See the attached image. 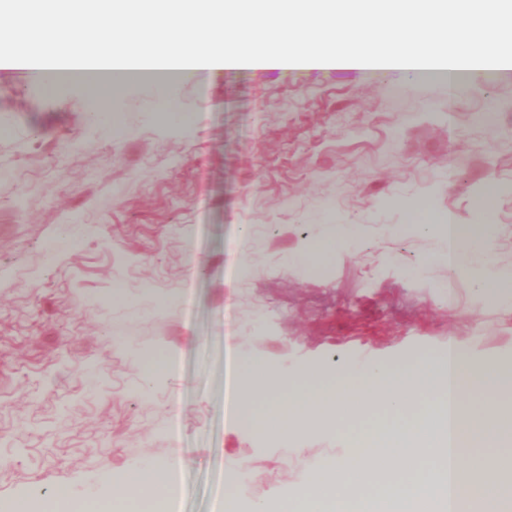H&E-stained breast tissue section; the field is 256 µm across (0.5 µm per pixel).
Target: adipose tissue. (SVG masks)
<instances>
[{
	"mask_svg": "<svg viewBox=\"0 0 512 512\" xmlns=\"http://www.w3.org/2000/svg\"><path fill=\"white\" fill-rule=\"evenodd\" d=\"M62 13L65 27L78 42L72 55L57 60L41 55L9 52L19 39L14 23L25 18L41 28L48 11ZM0 69L34 72L40 83L52 88L78 82L86 110L98 120L121 111L135 75L158 73V85L198 82L212 73L274 65L291 67H345L372 71L412 70L428 76L467 68L475 71L502 66L503 46L512 44V31L499 41L485 44L482 52L471 46L483 22L476 0H0ZM284 14L285 26L277 31L279 53L258 57L240 51L236 32L243 27L263 28L275 15ZM163 28L157 54L130 60L114 50L110 60L99 58L88 37V27L107 30L120 22L123 31ZM448 18L450 34L439 35L424 51L413 48V36H399L398 23L409 20L420 28L426 15ZM350 22L352 50L330 56L323 45L335 34L339 20ZM386 24L398 36L396 49L375 42L371 31ZM233 27L234 36L216 44L211 31ZM492 214L482 210L474 224H456L448 236V267L475 272L482 286L512 289L479 258L486 253ZM234 383L225 420L248 422L260 435L305 432L321 423L342 428L372 406L386 408L394 424L360 434L346 454L320 467L316 480L294 496L282 497L277 512H450L448 481L466 482L483 490L472 501L474 512H512V461L484 460L482 450L512 443V403L505 389L512 388V366L494 362L476 364L456 340L446 349L426 350L411 363L363 366L360 371L339 365L330 376L306 371L293 380L268 371L261 359L232 355ZM430 401L423 413L408 418L405 410ZM176 462L146 469L130 479L141 498L170 512Z\"/></svg>",
	"mask_w": 512,
	"mask_h": 512,
	"instance_id": "obj_1",
	"label": "adipose tissue"
}]
</instances>
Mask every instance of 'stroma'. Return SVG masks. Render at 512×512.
<instances>
[{"instance_id":"stroma-1","label":"stroma","mask_w":512,"mask_h":512,"mask_svg":"<svg viewBox=\"0 0 512 512\" xmlns=\"http://www.w3.org/2000/svg\"><path fill=\"white\" fill-rule=\"evenodd\" d=\"M122 123L91 120L79 85L0 70V508L82 512L109 478L175 459L178 512H216L232 478L237 512H275L393 421L377 407L286 438L227 426L231 345L288 374L408 363L452 338L512 363V300L449 276L447 235L408 212L471 224L495 184L485 260L512 280V66L453 91L336 67L142 82ZM161 350L174 372L146 373Z\"/></svg>"}]
</instances>
